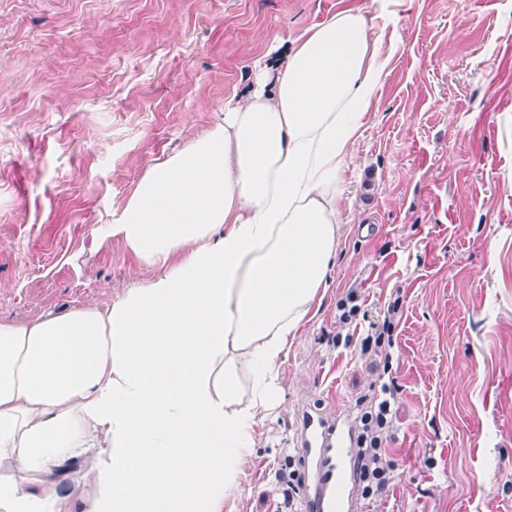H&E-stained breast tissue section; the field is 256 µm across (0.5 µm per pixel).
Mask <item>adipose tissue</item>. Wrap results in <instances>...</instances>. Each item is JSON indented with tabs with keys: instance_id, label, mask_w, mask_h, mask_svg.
<instances>
[{
	"instance_id": "adipose-tissue-1",
	"label": "adipose tissue",
	"mask_w": 512,
	"mask_h": 512,
	"mask_svg": "<svg viewBox=\"0 0 512 512\" xmlns=\"http://www.w3.org/2000/svg\"><path fill=\"white\" fill-rule=\"evenodd\" d=\"M370 32L349 8L305 30L151 166L97 229L151 280L0 319V512H224L336 259L388 63Z\"/></svg>"
}]
</instances>
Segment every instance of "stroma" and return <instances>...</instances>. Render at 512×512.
I'll return each mask as SVG.
<instances>
[{
    "label": "stroma",
    "instance_id": "obj_1",
    "mask_svg": "<svg viewBox=\"0 0 512 512\" xmlns=\"http://www.w3.org/2000/svg\"><path fill=\"white\" fill-rule=\"evenodd\" d=\"M375 0H0V317L109 301L151 270L109 223L156 161L212 125L276 46ZM389 63L354 147L345 225L282 396L224 512H276L302 406L354 408L375 377L339 353L399 301L382 512H512V0H388Z\"/></svg>",
    "mask_w": 512,
    "mask_h": 512
}]
</instances>
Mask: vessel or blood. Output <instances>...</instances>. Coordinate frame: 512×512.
Segmentation results:
<instances>
[{"mask_svg": "<svg viewBox=\"0 0 512 512\" xmlns=\"http://www.w3.org/2000/svg\"><path fill=\"white\" fill-rule=\"evenodd\" d=\"M296 442L306 512H360L349 473L358 452L351 415L336 405L304 409Z\"/></svg>", "mask_w": 512, "mask_h": 512, "instance_id": "1", "label": "vessel or blood"}]
</instances>
